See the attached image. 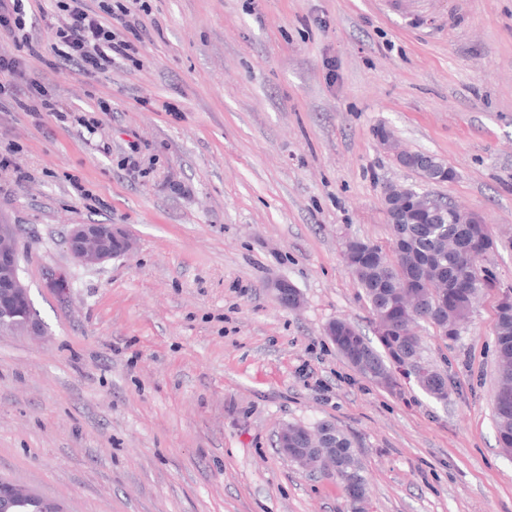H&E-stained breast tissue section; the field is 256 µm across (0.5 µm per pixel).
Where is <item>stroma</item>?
I'll use <instances>...</instances> for the list:
<instances>
[{
	"mask_svg": "<svg viewBox=\"0 0 512 512\" xmlns=\"http://www.w3.org/2000/svg\"><path fill=\"white\" fill-rule=\"evenodd\" d=\"M139 64L55 73V0H28L40 57L88 129L0 111V224L42 336L0 335V477L66 512H351L336 477L276 446L279 427L330 421L362 462L364 512H512V454L493 420L494 328L512 287V0H146ZM455 173L428 185L377 134ZM140 157L138 173L124 159ZM429 190L489 224L486 291L457 341L424 324L448 401L360 375L325 336L377 335L343 258L387 247L383 194ZM120 224L131 255L73 262L74 224ZM64 273L65 294L46 279ZM298 289L279 304L273 280ZM270 288L276 300L285 307H288V305L294 307V309L300 307L302 302L301 294L288 281L277 279L271 283Z\"/></svg>",
	"mask_w": 512,
	"mask_h": 512,
	"instance_id": "stroma-1",
	"label": "stroma"
}]
</instances>
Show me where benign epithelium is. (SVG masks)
Masks as SVG:
<instances>
[{
  "instance_id": "7a95c632",
  "label": "benign epithelium",
  "mask_w": 512,
  "mask_h": 512,
  "mask_svg": "<svg viewBox=\"0 0 512 512\" xmlns=\"http://www.w3.org/2000/svg\"><path fill=\"white\" fill-rule=\"evenodd\" d=\"M417 197L427 209H437L440 201L428 192H417L410 187L390 186L384 192V206L390 222L403 221V211ZM67 250L73 261L83 266H95L112 258L133 252L134 241L128 230L120 224H74L66 239ZM270 288L276 300L284 306L299 308L300 292L283 279L273 281ZM31 306L28 289L19 276V252L16 236L10 224L0 225V324L23 314ZM279 451L292 462L310 471H333L328 457L312 462L302 459L303 448L288 447V431L277 432ZM31 490L0 478V506L8 510L17 501L37 499Z\"/></svg>"
}]
</instances>
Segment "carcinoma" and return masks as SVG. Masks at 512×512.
<instances>
[{
	"label": "carcinoma",
	"instance_id": "carcinoma-1",
	"mask_svg": "<svg viewBox=\"0 0 512 512\" xmlns=\"http://www.w3.org/2000/svg\"><path fill=\"white\" fill-rule=\"evenodd\" d=\"M455 207L438 216L413 209L401 224L392 225L393 246L388 252L370 241L356 239L344 246V260L357 278L370 304L373 317L398 325L392 336L379 339L375 348L350 322L336 319V349L360 374L371 373L384 380V387L398 386L395 370L402 360L421 356V339L414 328L419 322L433 327L450 316L464 323L475 299L494 287V281L479 261L494 246L488 225L477 220L457 224ZM499 386L494 400V415L502 448H512V301L498 304L495 325ZM430 396L447 400L441 374L429 372L415 376ZM288 437L294 447L307 448L316 455L321 448L331 449L336 476L346 494L366 495L361 461L353 441L338 428L322 422L309 428L288 424Z\"/></svg>",
	"mask_w": 512,
	"mask_h": 512
}]
</instances>
